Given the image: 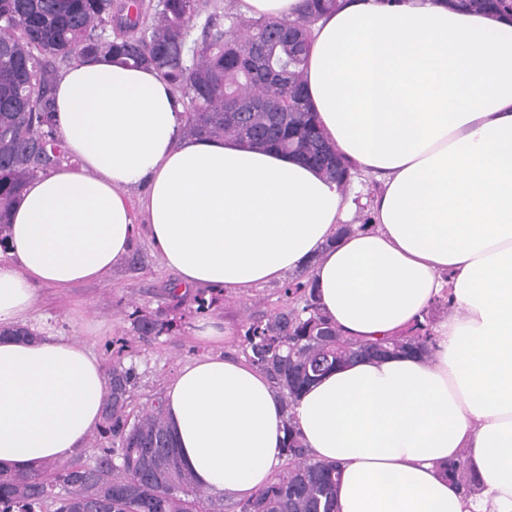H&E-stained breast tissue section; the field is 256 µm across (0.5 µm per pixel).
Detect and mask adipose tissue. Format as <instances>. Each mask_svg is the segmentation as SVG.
I'll return each instance as SVG.
<instances>
[{
  "label": "adipose tissue",
  "instance_id": "ef3b65f1",
  "mask_svg": "<svg viewBox=\"0 0 512 512\" xmlns=\"http://www.w3.org/2000/svg\"><path fill=\"white\" fill-rule=\"evenodd\" d=\"M305 84L326 138L379 183L369 225L344 235V187L289 154L187 136L153 68L100 55L59 74L68 160L28 181L0 259V468L67 463L99 428L101 358L74 334L9 331L40 289L99 280L143 230L184 287L248 294L309 270L320 312L361 341L452 298L429 355L343 365L288 411L245 358L184 365L164 399L197 486L245 500L272 482L289 416L342 470L335 512H512V10L339 0ZM461 456L481 493L446 477Z\"/></svg>",
  "mask_w": 512,
  "mask_h": 512
}]
</instances>
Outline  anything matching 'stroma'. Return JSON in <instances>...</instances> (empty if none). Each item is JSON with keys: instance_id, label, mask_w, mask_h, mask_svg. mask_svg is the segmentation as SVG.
I'll list each match as a JSON object with an SVG mask.
<instances>
[{"instance_id": "35a3bbf8", "label": "stroma", "mask_w": 512, "mask_h": 512, "mask_svg": "<svg viewBox=\"0 0 512 512\" xmlns=\"http://www.w3.org/2000/svg\"><path fill=\"white\" fill-rule=\"evenodd\" d=\"M174 275L162 264L147 236H139L126 260L101 280L59 294L41 290L35 323L56 331L77 333L102 355L105 364L134 366L138 374L133 396L135 409L148 405L179 368L207 346L194 330L202 317L241 327L248 318L272 313L286 306L282 283H273L249 295L230 291H206L207 313H199L196 291L174 294ZM162 314L169 321L150 343L140 341L133 330L136 315Z\"/></svg>"}]
</instances>
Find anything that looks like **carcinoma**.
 I'll use <instances>...</instances> for the list:
<instances>
[{
  "label": "carcinoma",
  "instance_id": "carcinoma-1",
  "mask_svg": "<svg viewBox=\"0 0 512 512\" xmlns=\"http://www.w3.org/2000/svg\"><path fill=\"white\" fill-rule=\"evenodd\" d=\"M338 0H305L293 33H273L284 20H245L239 0H157L154 14L138 0L114 13V0H0V244L9 213L27 181L59 162L52 89L58 71L74 60L108 53L125 63L149 64L189 100L185 130L236 141L246 150L273 148L347 183L352 173L327 142L305 89L304 65L311 26L336 9ZM465 8L504 11L512 0H459ZM119 34L106 36L109 26ZM263 50L275 74L253 73L247 60ZM294 97L293 112L277 103ZM284 296L304 302L242 325L246 358L269 377L291 408L300 393L336 366L365 357L427 354L432 317L425 315L398 336L373 342L343 335L322 315L309 282H291ZM167 329L157 315H138L134 330L149 341ZM112 393L102 406V433L112 445L91 464H47L28 471L0 470V512H224L184 467L157 394L138 414L129 406L137 384L133 367L107 373ZM285 465L270 485L239 512H334L338 466L317 461L304 447L292 419L285 420ZM446 473L466 492L472 475L460 460Z\"/></svg>",
  "mask_w": 512,
  "mask_h": 512
}]
</instances>
